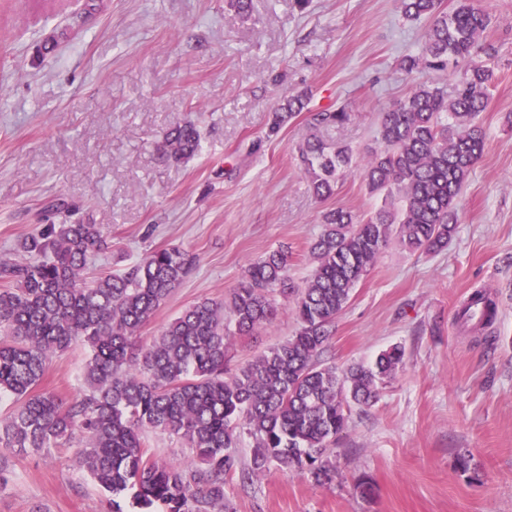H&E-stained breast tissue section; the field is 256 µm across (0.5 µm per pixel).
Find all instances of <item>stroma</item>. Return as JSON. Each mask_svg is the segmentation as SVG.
<instances>
[{
  "label": "stroma",
  "mask_w": 512,
  "mask_h": 512,
  "mask_svg": "<svg viewBox=\"0 0 512 512\" xmlns=\"http://www.w3.org/2000/svg\"><path fill=\"white\" fill-rule=\"evenodd\" d=\"M16 0L0 25V254L62 217L103 225L108 250L95 269L125 271L147 252L183 247L192 273L139 331L142 341L201 298L221 299L244 268L282 249L301 283L324 208L368 211L362 168L334 197L312 195L297 159L310 112L345 107L344 127L323 130L357 155L377 147L380 112L411 84L399 68L417 51L424 23L402 17L398 0H253L249 18L227 0ZM499 49L496 83L480 116L485 150L460 197L459 222L444 251L411 254L389 245L337 317L327 356L370 364L400 345L405 364L368 408L352 407L330 459L336 478L270 465L251 482L227 480L233 512H512V0H476ZM68 28L37 59L44 36ZM306 91L308 109L270 133L285 96ZM194 122L198 156L163 162L155 143ZM476 290L497 303L496 321L464 332L457 314ZM296 329L281 311L269 328L235 337L240 364ZM88 351L53 357L43 391L72 400ZM473 457L476 477L458 472ZM0 512H107L109 496L53 448L10 460ZM374 484L361 497L362 481Z\"/></svg>",
  "instance_id": "35a3bbf8"
}]
</instances>
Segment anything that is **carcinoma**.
<instances>
[{
  "label": "carcinoma",
  "instance_id": "obj_1",
  "mask_svg": "<svg viewBox=\"0 0 512 512\" xmlns=\"http://www.w3.org/2000/svg\"><path fill=\"white\" fill-rule=\"evenodd\" d=\"M407 20H428L420 50L401 59L414 84L381 113L379 147L363 158L368 193L381 204L361 217L325 211L308 247L303 286L289 275L288 253L271 251L249 263L222 299H201L169 321L150 343L139 341L151 319L197 265L179 246L154 250L121 274L95 273L89 257L107 247L101 224H43L19 240L24 258L0 255V393L15 407L0 419V485L10 457L52 447L74 449L76 463L112 494H130L135 512H231L227 477L241 467V435L255 442L248 476L276 463L316 482L336 478L328 451L348 426L350 407H370L403 365L402 346L365 366L322 359L336 318L391 241L409 251L437 253L458 224V200L485 149L479 122L489 106L498 49L485 39L491 17L474 0H399ZM304 93L274 110L269 132L307 110ZM348 121L343 108L310 115L313 133L298 157L314 197L336 193L352 167L345 142L320 136ZM198 127L168 130L159 154L186 163L199 154ZM292 307L297 328L288 339L231 365L236 336L270 326ZM494 301L474 292L463 324L490 323ZM89 348L82 394L66 402L39 390L51 358L75 342ZM159 430L181 440L192 456L160 462L145 435Z\"/></svg>",
  "mask_w": 512,
  "mask_h": 512
}]
</instances>
